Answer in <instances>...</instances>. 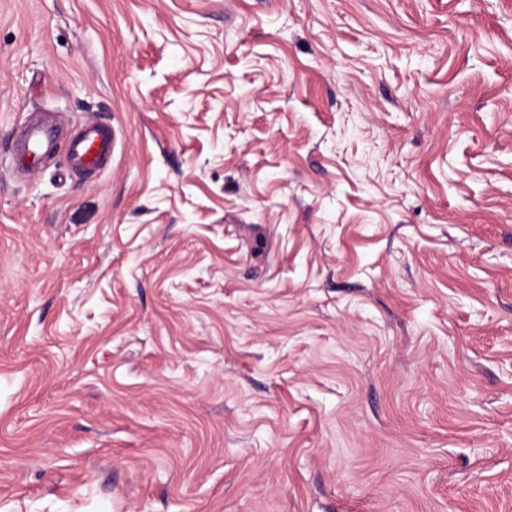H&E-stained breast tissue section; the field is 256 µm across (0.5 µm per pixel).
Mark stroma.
Segmentation results:
<instances>
[{
	"label": "stroma",
	"instance_id": "stroma-1",
	"mask_svg": "<svg viewBox=\"0 0 512 512\" xmlns=\"http://www.w3.org/2000/svg\"><path fill=\"white\" fill-rule=\"evenodd\" d=\"M0 512H512V0H0ZM56 141L57 131L52 123L43 120L27 121L15 147L14 161L17 167L31 170L42 166L45 155L54 148ZM115 136L94 122L84 124L80 136L66 146V153L75 167L95 170L112 159Z\"/></svg>",
	"mask_w": 512,
	"mask_h": 512
}]
</instances>
